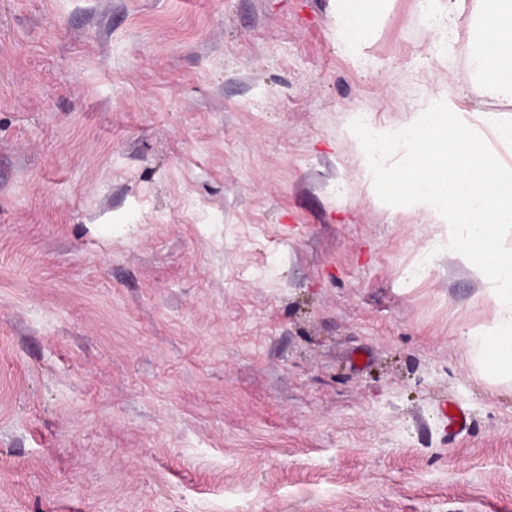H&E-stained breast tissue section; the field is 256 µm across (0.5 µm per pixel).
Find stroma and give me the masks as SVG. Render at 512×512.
Wrapping results in <instances>:
<instances>
[{"mask_svg":"<svg viewBox=\"0 0 512 512\" xmlns=\"http://www.w3.org/2000/svg\"><path fill=\"white\" fill-rule=\"evenodd\" d=\"M422 16L0 0V512H512L493 304L347 134L512 117ZM386 1L336 0L337 35L354 60H360L370 29L383 17Z\"/></svg>","mask_w":512,"mask_h":512,"instance_id":"35a3bbf8","label":"stroma"}]
</instances>
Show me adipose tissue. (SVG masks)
<instances>
[{
  "label": "adipose tissue",
  "mask_w": 512,
  "mask_h": 512,
  "mask_svg": "<svg viewBox=\"0 0 512 512\" xmlns=\"http://www.w3.org/2000/svg\"><path fill=\"white\" fill-rule=\"evenodd\" d=\"M386 0H336L337 35L353 59H360L369 31L384 14ZM472 15L477 28L470 40L483 74L482 92L512 99V0H431L426 23L434 33Z\"/></svg>",
  "instance_id": "ef3b65f1"
}]
</instances>
